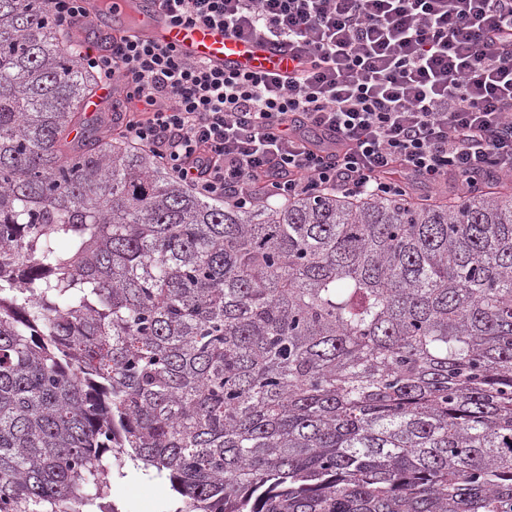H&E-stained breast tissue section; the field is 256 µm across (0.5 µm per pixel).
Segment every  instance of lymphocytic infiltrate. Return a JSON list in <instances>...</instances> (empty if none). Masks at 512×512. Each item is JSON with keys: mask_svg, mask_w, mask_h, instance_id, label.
I'll return each instance as SVG.
<instances>
[{"mask_svg": "<svg viewBox=\"0 0 512 512\" xmlns=\"http://www.w3.org/2000/svg\"><path fill=\"white\" fill-rule=\"evenodd\" d=\"M178 24L287 42L298 69L217 71L128 36L87 53L113 121L171 177L244 208L512 181V0H162Z\"/></svg>", "mask_w": 512, "mask_h": 512, "instance_id": "1", "label": "lymphocytic infiltrate"}]
</instances>
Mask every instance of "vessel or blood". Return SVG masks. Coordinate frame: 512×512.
Instances as JSON below:
<instances>
[{"mask_svg": "<svg viewBox=\"0 0 512 512\" xmlns=\"http://www.w3.org/2000/svg\"><path fill=\"white\" fill-rule=\"evenodd\" d=\"M112 14L118 22L112 30L101 27L99 0H87V21L99 30L100 39L109 34L131 33L159 46L174 47L183 57L205 62L226 71L287 72L291 51L287 44L268 40L243 41L216 25H178L171 21L160 0H137V20L125 27L120 18L126 12L125 0H113Z\"/></svg>", "mask_w": 512, "mask_h": 512, "instance_id": "obj_1", "label": "vessel or blood"}]
</instances>
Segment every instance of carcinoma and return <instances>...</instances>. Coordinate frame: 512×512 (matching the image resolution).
I'll use <instances>...</instances> for the list:
<instances>
[{
  "mask_svg": "<svg viewBox=\"0 0 512 512\" xmlns=\"http://www.w3.org/2000/svg\"><path fill=\"white\" fill-rule=\"evenodd\" d=\"M77 37L0 0V512H512V187L228 207ZM112 86L109 88H100L99 93L96 96H93L89 98L84 105V110L86 112H91L92 114L96 112L93 115H87V117L95 118L96 116L101 115L98 118V121L104 122L105 124H108L112 127V101H108L102 104L101 106V112H98L100 110V100L104 98H111L112 99ZM112 496L124 512H167L170 499L167 491L141 473H131L112 487Z\"/></svg>",
  "mask_w": 512,
  "mask_h": 512,
  "instance_id": "cac0c4a2",
  "label": "carcinoma"
}]
</instances>
